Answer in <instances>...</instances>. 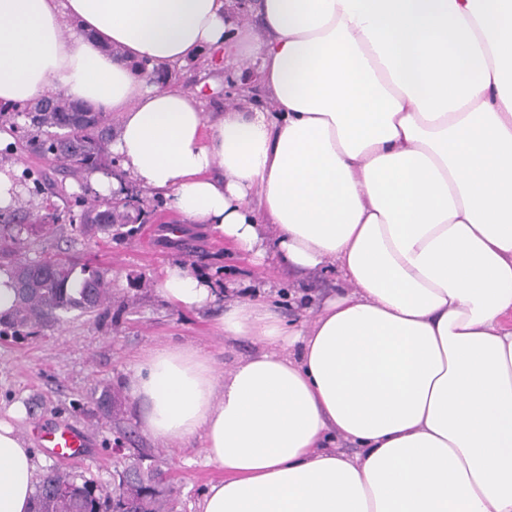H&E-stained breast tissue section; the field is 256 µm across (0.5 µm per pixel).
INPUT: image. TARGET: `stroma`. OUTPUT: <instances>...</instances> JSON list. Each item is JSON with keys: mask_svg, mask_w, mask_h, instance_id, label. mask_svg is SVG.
Returning a JSON list of instances; mask_svg holds the SVG:
<instances>
[{"mask_svg": "<svg viewBox=\"0 0 512 512\" xmlns=\"http://www.w3.org/2000/svg\"><path fill=\"white\" fill-rule=\"evenodd\" d=\"M234 67L215 64L209 71L192 66L174 69L172 84L199 91L206 110L239 101ZM10 136L0 150V166L31 169L41 175L40 191L27 192V208L44 215L74 207L76 201L96 200L83 176L65 173L50 157L33 152L25 121L1 124ZM126 190L137 195L147 212V223L132 234L93 237L66 232L60 239L36 240L33 252L59 255L76 252L93 265L107 269L112 281V305L102 316L74 314L38 336L0 338V416L14 402H23L26 418L21 432L31 425L68 423L85 431L90 448L86 457L67 465L76 480H91L111 489L112 480L132 449L144 454L145 465L161 471L172 489L174 512H197L209 482L220 472L207 465L202 443L191 440L182 448H164L145 436L137 423L141 412L123 385L144 349L155 346H193L209 353L217 372L231 370L256 350L246 340L220 336L215 323L224 305L254 297L272 303L284 324L301 322L306 310L316 309L325 295L342 286L338 271L303 275L273 265H258L249 255L229 249L223 238L201 228L170 239L163 225L180 223L158 196L133 182ZM182 261L195 271L216 276L224 283L221 304L205 310L176 308L156 291L169 263ZM109 389L116 397L111 417L93 412V393Z\"/></svg>", "mask_w": 512, "mask_h": 512, "instance_id": "obj_1", "label": "stroma"}]
</instances>
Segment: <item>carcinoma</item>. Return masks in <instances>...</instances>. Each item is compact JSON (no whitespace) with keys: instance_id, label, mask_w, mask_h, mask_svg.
I'll return each instance as SVG.
<instances>
[{"instance_id":"1","label":"carcinoma","mask_w":512,"mask_h":512,"mask_svg":"<svg viewBox=\"0 0 512 512\" xmlns=\"http://www.w3.org/2000/svg\"><path fill=\"white\" fill-rule=\"evenodd\" d=\"M20 115L38 132L31 139L32 148L55 159L66 171L83 173L112 162V129L103 115L85 104L70 99L40 100L21 114L0 105L3 122ZM130 210L121 201L105 208L89 204L78 215L68 213V223L78 226L83 235H110L116 226L137 223L142 211L133 217ZM25 212V203L19 200L6 209L0 208V269H7L10 285L17 293L15 308L0 314V337L10 332L37 335L72 311L101 315L112 303L106 271L75 258L26 255V239L53 237L60 218L53 214L48 224L45 217L38 216L24 231L15 220ZM92 402L97 413L112 414L111 391H102L92 397ZM168 496L162 474L143 466L141 455L136 453L110 492L86 481L78 484L73 476L58 469L49 470L37 486L31 512H165Z\"/></svg>"}]
</instances>
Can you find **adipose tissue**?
<instances>
[{"mask_svg": "<svg viewBox=\"0 0 512 512\" xmlns=\"http://www.w3.org/2000/svg\"><path fill=\"white\" fill-rule=\"evenodd\" d=\"M225 48L272 111L142 72ZM60 94L118 116L124 173L187 223L345 283L291 330L226 306L259 347L226 374L189 346L133 366L143 433L224 472L199 512H512V0H0V104ZM157 291L218 298L181 262ZM25 416L0 418V512L39 482Z\"/></svg>", "mask_w": 512, "mask_h": 512, "instance_id": "1", "label": "adipose tissue"}]
</instances>
